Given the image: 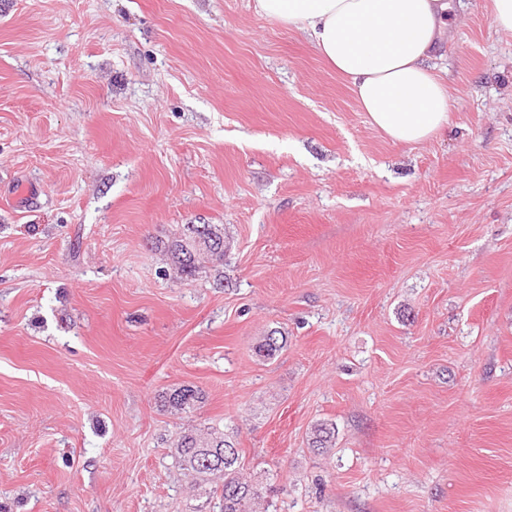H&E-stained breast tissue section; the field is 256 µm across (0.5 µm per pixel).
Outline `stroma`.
<instances>
[{"mask_svg":"<svg viewBox=\"0 0 512 512\" xmlns=\"http://www.w3.org/2000/svg\"><path fill=\"white\" fill-rule=\"evenodd\" d=\"M465 2L404 145L254 0H0V512H214L210 426L268 512H512V33ZM224 228L220 224H186L183 231L164 244L172 263L182 278L199 274L204 260L210 263L224 261ZM280 334L277 331H272L262 339L255 346V354L262 360L274 359L286 347V336H275ZM205 400V393L194 386H182L161 396V406L170 414L191 412ZM309 436V446L318 451L324 452L328 448H333L336 440V428L333 424L320 423L314 426ZM225 448H235L225 451ZM179 462L199 487L210 486L209 495L219 497V512H256L260 494L242 472L240 451L226 439L224 431L207 428L204 436L195 431H181L176 441ZM219 492V496H218Z\"/></svg>","mask_w":512,"mask_h":512,"instance_id":"obj_1","label":"stroma"}]
</instances>
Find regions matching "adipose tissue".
I'll return each instance as SVG.
<instances>
[{"instance_id":"adipose-tissue-1","label":"adipose tissue","mask_w":512,"mask_h":512,"mask_svg":"<svg viewBox=\"0 0 512 512\" xmlns=\"http://www.w3.org/2000/svg\"><path fill=\"white\" fill-rule=\"evenodd\" d=\"M254 8L302 32L394 143L418 144L447 126L455 97L434 63L445 56L453 0H255Z\"/></svg>"}]
</instances>
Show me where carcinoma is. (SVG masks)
Listing matches in <instances>:
<instances>
[{
  "label": "carcinoma",
  "mask_w": 512,
  "mask_h": 512,
  "mask_svg": "<svg viewBox=\"0 0 512 512\" xmlns=\"http://www.w3.org/2000/svg\"><path fill=\"white\" fill-rule=\"evenodd\" d=\"M224 228L220 224H185L182 233L166 242L164 249L181 277L199 274L201 264L224 261ZM287 338L270 333L256 344L255 354L271 360L286 347ZM205 400V393L194 386L175 388L161 396L164 410L177 415L191 412ZM336 428L320 423L311 431L309 446L324 451L335 445ZM179 462L196 480L199 487L219 495V512H256L260 494L243 473L239 449L226 439L224 431L207 428L201 436L195 431H182L176 441Z\"/></svg>",
  "instance_id": "obj_1"
}]
</instances>
